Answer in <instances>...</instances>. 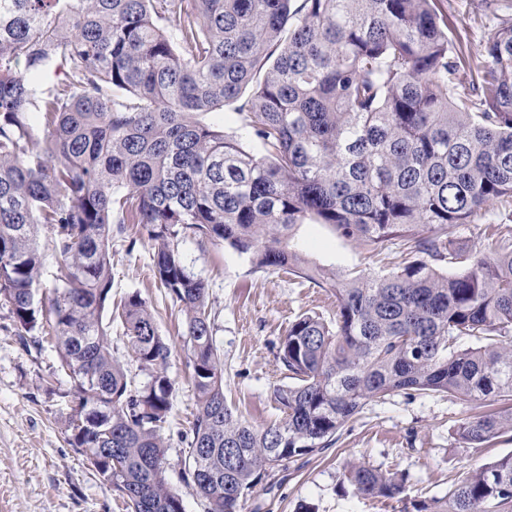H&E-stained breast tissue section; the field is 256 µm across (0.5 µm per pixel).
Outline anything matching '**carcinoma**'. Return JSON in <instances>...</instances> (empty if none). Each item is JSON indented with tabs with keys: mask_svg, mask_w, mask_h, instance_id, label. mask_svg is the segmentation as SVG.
<instances>
[{
	"mask_svg": "<svg viewBox=\"0 0 512 512\" xmlns=\"http://www.w3.org/2000/svg\"><path fill=\"white\" fill-rule=\"evenodd\" d=\"M437 0H0V297L18 336L49 329L79 407L77 448L129 512H184L167 484L172 354L147 302L112 305V225L139 224L154 275L185 313L195 419L183 480L209 512H240L272 473L319 452L370 402L444 393L511 405L468 416L460 443L512 432V17L456 49ZM54 69L63 78L45 85ZM471 74L460 90L452 76ZM238 101L264 154L200 116ZM494 211L503 250L448 273V228ZM329 224L397 270L349 276L290 246ZM48 224L57 287L35 298ZM427 226L430 235L420 234ZM224 242L253 271L286 270L336 297L302 314L278 360L285 417L256 428L228 405L207 288L179 249ZM118 318L148 381L112 355ZM477 343L459 349L457 341ZM111 408L101 424L92 416ZM357 493L394 499L407 477L348 467ZM412 512H512V454Z\"/></svg>",
	"mask_w": 512,
	"mask_h": 512,
	"instance_id": "carcinoma-1",
	"label": "carcinoma"
}]
</instances>
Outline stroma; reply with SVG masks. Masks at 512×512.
I'll list each match as a JSON object with an SVG mask.
<instances>
[{"label":"stroma","instance_id":"obj_1","mask_svg":"<svg viewBox=\"0 0 512 512\" xmlns=\"http://www.w3.org/2000/svg\"><path fill=\"white\" fill-rule=\"evenodd\" d=\"M456 45L479 49L494 21L486 0H441ZM463 254L498 247L489 216L449 228ZM311 263L339 271L374 273L391 269L393 251L376 256L341 237L327 224L298 226L291 240ZM181 250L208 285L213 338L224 353V392L252 425L282 419L273 388L288 373L276 356L289 323L304 313L330 319L333 294L281 271L251 272L246 257L223 244L190 239ZM154 244L136 224L112 233V298L136 292L150 306L158 331L171 346L167 375L173 383L171 411L161 431L165 477L185 512H208L206 501L182 480L195 397L184 351V315L153 275ZM72 381L59 368L48 337L22 342L10 304L0 300V512H126L125 504L69 441ZM442 394L396 393L365 406L334 445L274 473L244 499L241 512H404L407 500L443 498L479 465L512 454V436L488 447L466 448L458 422L477 413ZM408 478L404 496L379 500L361 496L344 481L348 463Z\"/></svg>","mask_w":512,"mask_h":512}]
</instances>
